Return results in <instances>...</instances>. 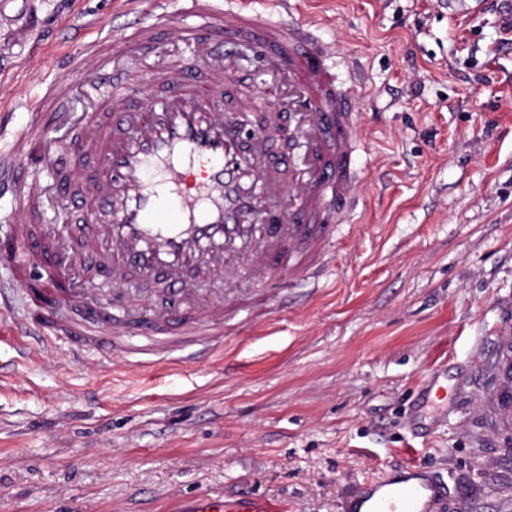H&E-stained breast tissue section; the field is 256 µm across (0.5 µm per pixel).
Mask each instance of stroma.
Masks as SVG:
<instances>
[{
    "mask_svg": "<svg viewBox=\"0 0 512 512\" xmlns=\"http://www.w3.org/2000/svg\"><path fill=\"white\" fill-rule=\"evenodd\" d=\"M152 0H0V114L49 111L83 41ZM352 63L357 221L325 284L269 290V321L189 367L79 364L0 335V512H172L251 494L345 512L360 483L415 462L438 512H512V429L488 401L512 336V12L478 0H308ZM250 62L224 112L264 125ZM443 386L421 407L432 373Z\"/></svg>",
    "mask_w": 512,
    "mask_h": 512,
    "instance_id": "stroma-1",
    "label": "stroma"
}]
</instances>
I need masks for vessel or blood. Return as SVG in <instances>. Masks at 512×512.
<instances>
[{"label": "vessel or blood", "instance_id": "b4317fda", "mask_svg": "<svg viewBox=\"0 0 512 512\" xmlns=\"http://www.w3.org/2000/svg\"><path fill=\"white\" fill-rule=\"evenodd\" d=\"M182 2L201 27L173 22L163 11L151 23L113 34L111 52L100 39L84 46L86 80L63 95L82 104L54 119L80 142L77 157L61 153L39 125L0 126V200L17 212L10 237L34 254L62 256L83 269L82 285H63L54 266H42L52 303L37 336L80 358L191 364L225 336L247 334L266 316L257 298L215 303L199 283L238 268L267 285L306 278L324 267L336 225L350 223L356 204L358 114L340 85L338 52L314 39V20L298 21L301 0ZM159 28L167 40L151 80L167 91L140 103L142 84L115 60L152 46ZM187 43L193 54L182 52ZM247 44L261 54L259 83L291 117V148L273 170L268 139L239 149L238 117L225 115L217 94L198 79L204 69L223 82ZM77 158L92 161L89 177L62 180ZM152 169L163 174L160 186L145 179ZM64 214L85 227L77 245L61 237ZM131 273L162 283L158 304L145 306L133 291L112 287ZM443 493L422 467L407 465L362 487L352 512H431ZM176 512L288 507L211 493L179 499Z\"/></svg>", "mask_w": 512, "mask_h": 512}]
</instances>
